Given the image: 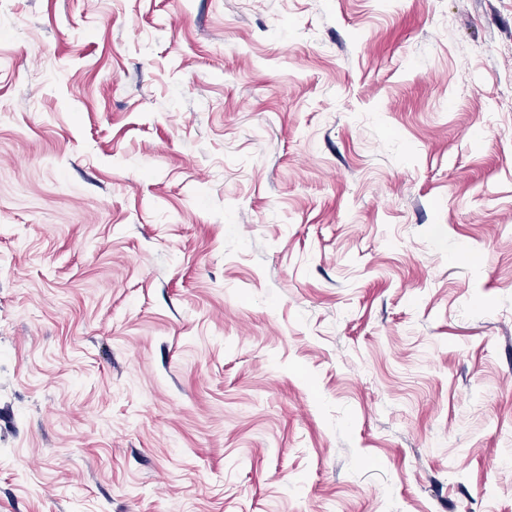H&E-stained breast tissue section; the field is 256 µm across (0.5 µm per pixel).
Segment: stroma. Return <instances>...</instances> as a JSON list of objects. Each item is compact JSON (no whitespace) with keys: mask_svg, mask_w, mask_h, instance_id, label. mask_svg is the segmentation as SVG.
<instances>
[{"mask_svg":"<svg viewBox=\"0 0 512 512\" xmlns=\"http://www.w3.org/2000/svg\"><path fill=\"white\" fill-rule=\"evenodd\" d=\"M0 512H512V0H0Z\"/></svg>","mask_w":512,"mask_h":512,"instance_id":"35a3bbf8","label":"stroma"}]
</instances>
